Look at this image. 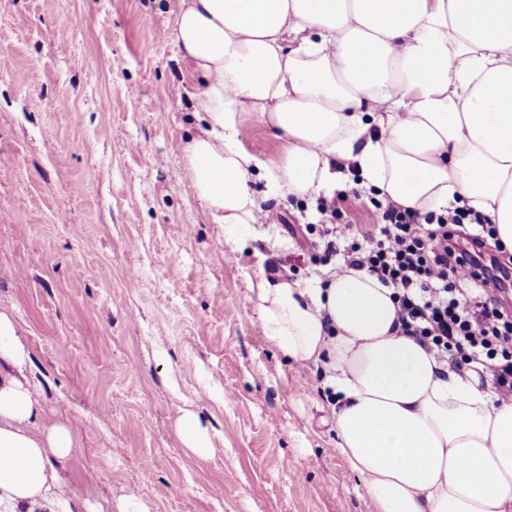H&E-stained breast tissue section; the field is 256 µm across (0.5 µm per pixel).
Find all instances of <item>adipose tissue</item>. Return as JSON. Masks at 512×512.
Segmentation results:
<instances>
[{
	"instance_id": "adipose-tissue-1",
	"label": "adipose tissue",
	"mask_w": 512,
	"mask_h": 512,
	"mask_svg": "<svg viewBox=\"0 0 512 512\" xmlns=\"http://www.w3.org/2000/svg\"><path fill=\"white\" fill-rule=\"evenodd\" d=\"M171 35L206 80L208 127L182 147L190 185L227 237L258 221L254 173L303 198L352 160L402 206L483 213L512 252V0H180ZM252 117L286 143L278 165L240 142ZM255 312L285 354L323 365L337 451L375 512H512V404L404 335L376 277L263 279ZM28 358L0 313V500L98 512L60 488L79 436L43 423Z\"/></svg>"
}]
</instances>
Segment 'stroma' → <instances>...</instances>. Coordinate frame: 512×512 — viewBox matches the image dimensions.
Listing matches in <instances>:
<instances>
[{"instance_id":"stroma-1","label":"stroma","mask_w":512,"mask_h":512,"mask_svg":"<svg viewBox=\"0 0 512 512\" xmlns=\"http://www.w3.org/2000/svg\"><path fill=\"white\" fill-rule=\"evenodd\" d=\"M180 0H0V313L20 329L44 418L80 443L57 466L67 496L102 512H374L337 451L322 366L263 335L252 285L333 265L303 239L314 197L266 195L281 215L228 240L180 153L204 122L203 77L170 37ZM68 110H60V101ZM243 146L273 163L259 120ZM342 223L372 222L356 172ZM207 429L193 456L183 411Z\"/></svg>"}]
</instances>
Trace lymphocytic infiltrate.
<instances>
[{
  "label": "lymphocytic infiltrate",
  "instance_id": "lymphocytic-infiltrate-1",
  "mask_svg": "<svg viewBox=\"0 0 512 512\" xmlns=\"http://www.w3.org/2000/svg\"><path fill=\"white\" fill-rule=\"evenodd\" d=\"M347 200L342 192L319 203L334 219L323 231L326 253H335L337 239L349 241L336 272L375 276L392 289L405 335L455 371L481 365L501 401L511 403L512 308L500 298L499 263L484 261L493 225L469 207L424 213L389 201L376 204L373 229L353 242L340 221ZM467 224L472 232L457 238Z\"/></svg>",
  "mask_w": 512,
  "mask_h": 512
}]
</instances>
